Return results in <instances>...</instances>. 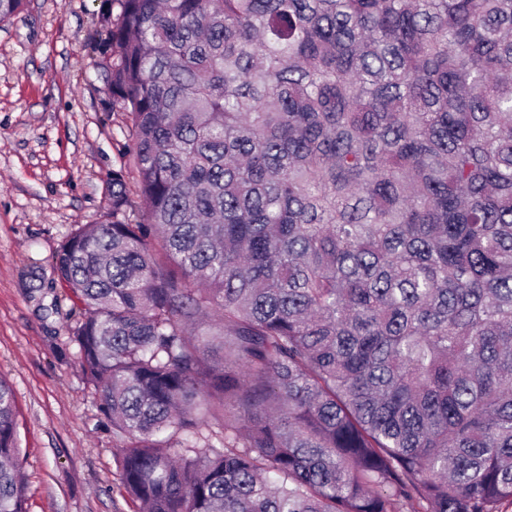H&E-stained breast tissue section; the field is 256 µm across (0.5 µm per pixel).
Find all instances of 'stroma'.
<instances>
[{
	"label": "stroma",
	"mask_w": 512,
	"mask_h": 512,
	"mask_svg": "<svg viewBox=\"0 0 512 512\" xmlns=\"http://www.w3.org/2000/svg\"><path fill=\"white\" fill-rule=\"evenodd\" d=\"M101 6L27 0L0 21V378L27 512L135 510L94 390L63 351L79 311L53 260L77 225L101 221L128 143L103 79Z\"/></svg>",
	"instance_id": "1"
}]
</instances>
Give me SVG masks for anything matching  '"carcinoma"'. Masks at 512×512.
Masks as SVG:
<instances>
[{
    "label": "carcinoma",
    "mask_w": 512,
    "mask_h": 512,
    "mask_svg": "<svg viewBox=\"0 0 512 512\" xmlns=\"http://www.w3.org/2000/svg\"><path fill=\"white\" fill-rule=\"evenodd\" d=\"M111 210L60 243L137 512L512 505V0H103ZM0 378V512H26Z\"/></svg>",
    "instance_id": "obj_1"
}]
</instances>
